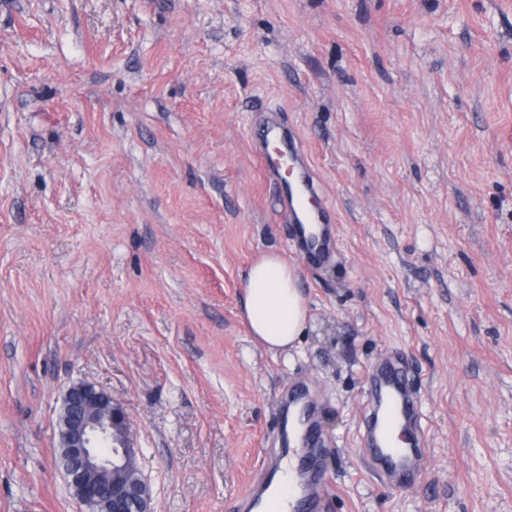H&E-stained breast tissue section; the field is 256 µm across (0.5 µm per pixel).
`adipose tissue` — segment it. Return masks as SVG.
Returning <instances> with one entry per match:
<instances>
[{"label": "adipose tissue", "instance_id": "ef3b65f1", "mask_svg": "<svg viewBox=\"0 0 512 512\" xmlns=\"http://www.w3.org/2000/svg\"><path fill=\"white\" fill-rule=\"evenodd\" d=\"M299 281L297 266L276 252L247 270L242 283L246 322L253 339L269 350L294 345L306 328L309 306Z\"/></svg>", "mask_w": 512, "mask_h": 512}]
</instances>
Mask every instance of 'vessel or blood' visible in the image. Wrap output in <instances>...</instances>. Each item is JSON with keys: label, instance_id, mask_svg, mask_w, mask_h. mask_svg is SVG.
Returning <instances> with one entry per match:
<instances>
[{"label": "vessel or blood", "instance_id": "obj_1", "mask_svg": "<svg viewBox=\"0 0 512 512\" xmlns=\"http://www.w3.org/2000/svg\"><path fill=\"white\" fill-rule=\"evenodd\" d=\"M254 153L268 185L273 186L280 212L289 224L290 239L301 260L313 266L330 264L338 234L324 190L315 177L301 141L281 122L277 111L261 119ZM369 417L361 442L365 454L384 480L412 482L418 477L415 459L420 449L398 443L396 432L420 424L418 401L402 353L388 350L365 372ZM320 436L311 419L298 424L296 446L288 454V512H324L325 491L331 483L327 468L316 455Z\"/></svg>", "mask_w": 512, "mask_h": 512}]
</instances>
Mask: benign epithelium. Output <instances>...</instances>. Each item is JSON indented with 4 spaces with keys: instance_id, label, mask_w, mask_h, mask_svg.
<instances>
[{
    "instance_id": "1",
    "label": "benign epithelium",
    "mask_w": 512,
    "mask_h": 512,
    "mask_svg": "<svg viewBox=\"0 0 512 512\" xmlns=\"http://www.w3.org/2000/svg\"><path fill=\"white\" fill-rule=\"evenodd\" d=\"M57 428L68 487L86 509L102 503L104 512H152L148 479L126 478L136 469L138 449L110 394L86 382L69 386Z\"/></svg>"
}]
</instances>
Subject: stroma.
Returning a JSON list of instances; mask_svg holds the SVG:
<instances>
[{"instance_id":"stroma-1","label":"stroma","mask_w":512,"mask_h":512,"mask_svg":"<svg viewBox=\"0 0 512 512\" xmlns=\"http://www.w3.org/2000/svg\"><path fill=\"white\" fill-rule=\"evenodd\" d=\"M284 109L336 212L273 353L248 266L298 263L253 155ZM402 352L414 485L369 466L364 372ZM124 411L154 512H234L308 386L327 512H512V0H0V512H85L67 387Z\"/></svg>"}]
</instances>
